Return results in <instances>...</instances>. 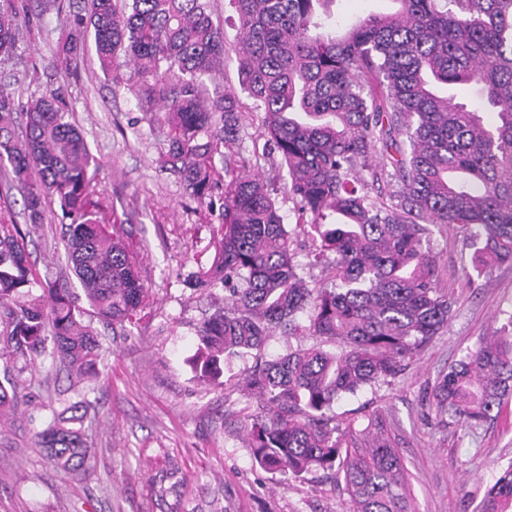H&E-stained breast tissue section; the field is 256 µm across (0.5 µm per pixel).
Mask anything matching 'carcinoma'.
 <instances>
[{
    "label": "carcinoma",
    "instance_id": "carcinoma-1",
    "mask_svg": "<svg viewBox=\"0 0 512 512\" xmlns=\"http://www.w3.org/2000/svg\"><path fill=\"white\" fill-rule=\"evenodd\" d=\"M334 0H232L242 87L257 126L281 158L288 195L319 240L313 262L299 259L263 179L224 156V194L214 156L242 128L234 92L209 99L204 78L226 46L210 0H84V13L57 50L71 62L93 36L102 71L124 55L141 107L160 106L168 127L163 166L207 208L222 232L214 258L195 273L202 288H224L223 308L198 330L194 368L211 381L224 360L255 352L243 378L256 402L244 428L252 456L267 471L300 477L337 470L350 512H415L406 468L382 419L358 430L336 421L333 405L369 386L391 385L417 352L448 328L451 302L425 247L429 225L466 230L477 276L512 264V0H394L396 11L369 14L340 34L328 28ZM31 0H0V62L32 28ZM379 91L365 95L370 82ZM467 86L496 111L455 103L439 88ZM54 89L20 108L0 85V167L9 169L27 222L0 224V411L14 405L17 362L51 351L73 385L96 373L102 346L88 315L114 326L132 322L146 288L130 244L99 200L95 165L81 132L66 120ZM369 186L363 172L373 157ZM392 167L397 189L377 186ZM58 204L71 219L67 266L88 308L64 285L33 297L26 239ZM330 281L311 288V264ZM310 336L287 355L260 359L276 330ZM339 344L336 352L322 347ZM437 408L476 428L512 400V314L436 383ZM87 413L72 401L40 435L46 457L72 477L85 472ZM481 512H512V463L484 493Z\"/></svg>",
    "mask_w": 512,
    "mask_h": 512
}]
</instances>
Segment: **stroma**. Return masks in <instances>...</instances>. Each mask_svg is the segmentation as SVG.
Here are the masks:
<instances>
[{
	"label": "stroma",
	"instance_id": "35a3bbf8",
	"mask_svg": "<svg viewBox=\"0 0 512 512\" xmlns=\"http://www.w3.org/2000/svg\"><path fill=\"white\" fill-rule=\"evenodd\" d=\"M211 8L230 52L207 79L208 92L214 98L234 91L245 113L231 152L274 184L285 224H296L286 171L258 137L253 100L239 82L231 52L238 39L235 8L230 0H211ZM65 30L64 17L44 11L32 33L20 35L16 58L0 65V81L11 85L19 105L49 86L62 92L71 123L96 158L98 188L133 245L148 294L133 325L100 331L104 352L86 395L90 459L84 479L64 474L39 445L53 410L76 397L65 371L43 356L19 374L11 422L0 431V512H349L334 472L287 478L254 461L243 424L255 405L241 386L253 356L225 363L215 381L199 379L191 364L197 329L223 303L224 291L192 288L188 277L211 260L218 216L162 168V113L140 108L133 88L115 87L92 44L70 66L57 65ZM64 222L59 206H52L27 249L38 281L56 279L76 291L78 281L60 262ZM426 246L452 298L447 330L391 386L346 396L333 412L357 425L373 415L383 419L403 457L416 512H480L486 487L512 462V404L468 429L440 416L432 393L449 367L512 312V265L493 267L470 288L465 273L471 253L458 226L431 227ZM174 464L181 481L159 497Z\"/></svg>",
	"mask_w": 512,
	"mask_h": 512
}]
</instances>
